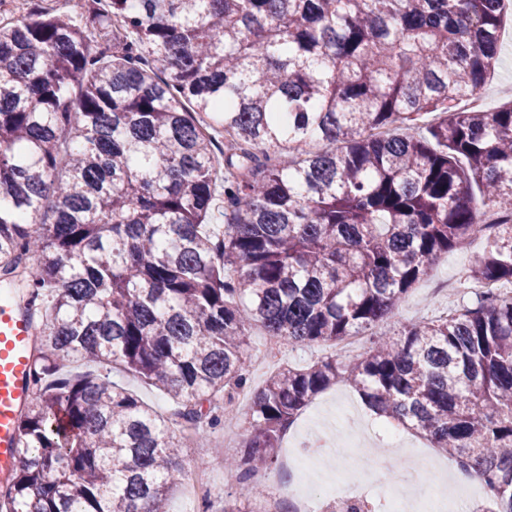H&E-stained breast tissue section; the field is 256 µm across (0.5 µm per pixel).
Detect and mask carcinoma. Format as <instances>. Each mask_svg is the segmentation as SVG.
<instances>
[{"instance_id":"obj_1","label":"carcinoma","mask_w":512,"mask_h":512,"mask_svg":"<svg viewBox=\"0 0 512 512\" xmlns=\"http://www.w3.org/2000/svg\"><path fill=\"white\" fill-rule=\"evenodd\" d=\"M80 8L84 29L40 7L0 17V288L34 331L0 512H166L187 432L234 415L248 386L255 324L294 345L373 339L253 393L244 453L224 462L240 494L343 382L512 512V101L460 108L494 69L503 0ZM474 238L468 279L492 292L374 332ZM113 378L128 388L142 404L168 417L171 403L154 387L118 369L113 372Z\"/></svg>"}]
</instances>
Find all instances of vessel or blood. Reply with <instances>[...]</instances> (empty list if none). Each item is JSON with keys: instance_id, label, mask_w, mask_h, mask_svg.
I'll return each mask as SVG.
<instances>
[{"instance_id": "obj_1", "label": "vessel or blood", "mask_w": 512, "mask_h": 512, "mask_svg": "<svg viewBox=\"0 0 512 512\" xmlns=\"http://www.w3.org/2000/svg\"><path fill=\"white\" fill-rule=\"evenodd\" d=\"M33 397L31 320L28 312L0 295V481L18 461V426L23 407Z\"/></svg>"}]
</instances>
